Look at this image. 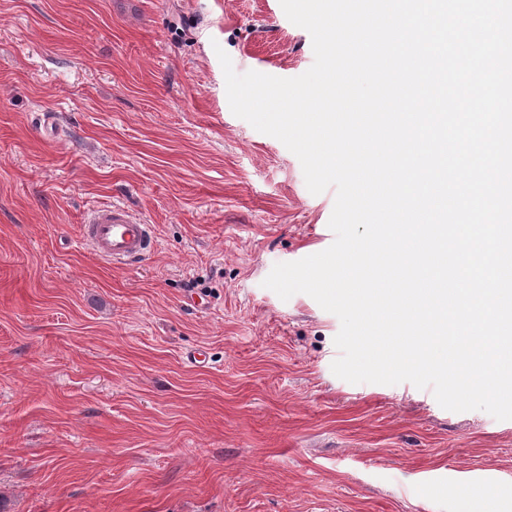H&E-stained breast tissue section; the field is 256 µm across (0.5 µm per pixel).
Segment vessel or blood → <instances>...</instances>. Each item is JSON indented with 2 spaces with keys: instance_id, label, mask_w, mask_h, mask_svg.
Masks as SVG:
<instances>
[{
  "instance_id": "obj_1",
  "label": "vessel or blood",
  "mask_w": 512,
  "mask_h": 512,
  "mask_svg": "<svg viewBox=\"0 0 512 512\" xmlns=\"http://www.w3.org/2000/svg\"><path fill=\"white\" fill-rule=\"evenodd\" d=\"M83 240L100 258L115 264L138 261L156 246L152 225L119 203L99 207L88 216Z\"/></svg>"
}]
</instances>
